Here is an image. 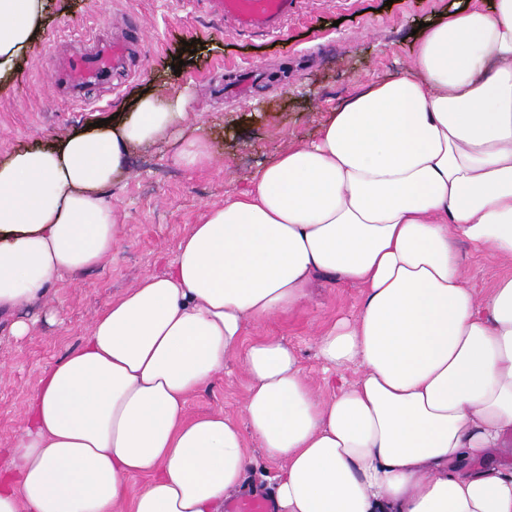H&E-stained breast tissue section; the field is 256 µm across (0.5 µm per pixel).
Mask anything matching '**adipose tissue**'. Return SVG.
<instances>
[{
	"label": "adipose tissue",
	"instance_id": "obj_1",
	"mask_svg": "<svg viewBox=\"0 0 512 512\" xmlns=\"http://www.w3.org/2000/svg\"><path fill=\"white\" fill-rule=\"evenodd\" d=\"M45 11L0 0V80ZM186 116L183 98L146 92L107 125L0 161V317L112 254L108 189ZM462 242L512 261V0L429 18L399 73L356 82L315 140L206 209L166 273L109 302L40 377L0 512H224L253 463L248 431L280 465L277 512H512V467L491 463L512 447V276L474 292ZM320 274L363 290L358 314L315 338L327 397L293 348L245 339L301 308ZM236 361L246 426L187 417Z\"/></svg>",
	"mask_w": 512,
	"mask_h": 512
}]
</instances>
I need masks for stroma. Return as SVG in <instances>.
<instances>
[{
	"label": "stroma",
	"mask_w": 512,
	"mask_h": 512,
	"mask_svg": "<svg viewBox=\"0 0 512 512\" xmlns=\"http://www.w3.org/2000/svg\"><path fill=\"white\" fill-rule=\"evenodd\" d=\"M451 0H299L282 33L242 32L191 0H51L40 36L0 85V160L108 118L143 91L190 99L186 134L204 138L213 160L186 170L167 142L136 148L128 170L108 190L121 243L111 257L75 278L52 281L30 330L16 337L0 319V466L25 424L28 398L42 375L78 349L104 306L144 276L162 273L178 242L206 208L223 204L268 159L311 141L356 81L407 64L413 29ZM135 30L138 46L112 85H90L82 102L54 93L48 75L73 51L86 27L111 36L116 20ZM193 42V50L183 42ZM180 71H173L174 58ZM460 255L469 285L486 293L512 275V264L468 246ZM362 290L332 275L315 278L298 311L249 327L247 339L274 336L293 347L303 372L322 386L315 336L358 313ZM250 381L239 363L187 402L190 417L221 411L243 422Z\"/></svg>",
	"instance_id": "35a3bbf8"
}]
</instances>
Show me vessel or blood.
I'll return each mask as SVG.
<instances>
[{"label": "vessel or blood", "mask_w": 512, "mask_h": 512, "mask_svg": "<svg viewBox=\"0 0 512 512\" xmlns=\"http://www.w3.org/2000/svg\"><path fill=\"white\" fill-rule=\"evenodd\" d=\"M225 19L249 30L282 31L293 12L295 0H212ZM81 52L74 54L63 71L54 73L56 88L67 90L71 101H79L80 92L89 83L108 82L111 73L120 68L128 45L122 41L104 42L82 36L78 39ZM225 512H273L268 500L261 495H246L230 502Z\"/></svg>", "instance_id": "obj_1"}]
</instances>
